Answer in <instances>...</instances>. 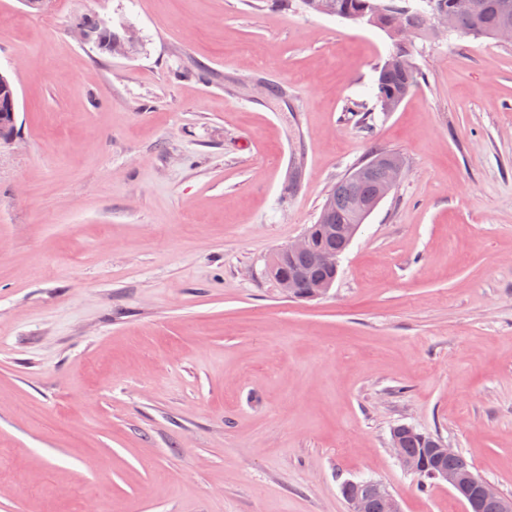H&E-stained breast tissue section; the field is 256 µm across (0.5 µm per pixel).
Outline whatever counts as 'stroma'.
Here are the masks:
<instances>
[{"label":"stroma","mask_w":512,"mask_h":512,"mask_svg":"<svg viewBox=\"0 0 512 512\" xmlns=\"http://www.w3.org/2000/svg\"><path fill=\"white\" fill-rule=\"evenodd\" d=\"M390 49L299 0H0V512H466L400 424L512 498V42L417 40L384 112ZM381 148L332 288L284 296L270 256ZM80 21L89 28L96 31L97 42L94 44L101 50L112 52L113 55L130 56L137 50L139 38L136 31L132 29H124L120 35L114 39L109 50L108 41L110 39V32L104 27L100 26V20L91 15H86L80 18ZM110 52V53H111ZM409 65L385 69V62L378 68L377 103L384 112H393L399 104L412 93L420 83L423 74L413 61L410 48L404 53ZM17 94L15 86L0 91V141H12L16 129ZM355 481H344L341 485V492L348 504V512H371L373 504H376L379 512H402L398 500L387 490L381 488L380 484L374 481L365 482L361 489H372L373 497L367 492H359ZM354 495V496H353ZM351 496V497H350Z\"/></svg>","instance_id":"stroma-1"}]
</instances>
